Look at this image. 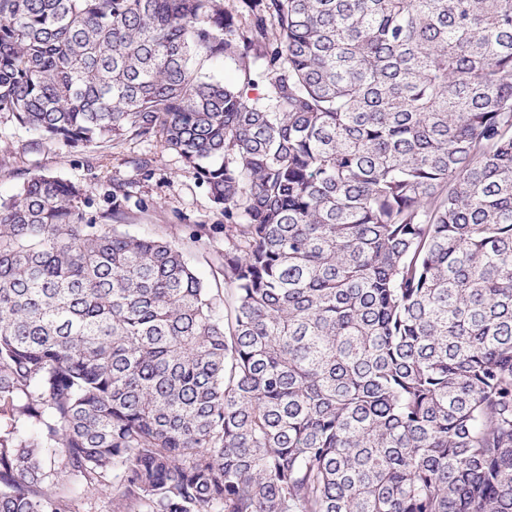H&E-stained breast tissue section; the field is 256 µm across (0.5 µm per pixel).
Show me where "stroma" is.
Wrapping results in <instances>:
<instances>
[{
    "mask_svg": "<svg viewBox=\"0 0 512 512\" xmlns=\"http://www.w3.org/2000/svg\"><path fill=\"white\" fill-rule=\"evenodd\" d=\"M151 156L150 170L138 160ZM50 172L94 189L82 206L85 219L101 222L112 208V185L125 184L130 193L119 231L134 236L163 237L185 254L198 276L215 285L224 252V235L199 237L200 225L220 224L224 214L205 185L187 172L180 157L159 141L125 140L102 147H71L42 141L6 115L0 114V197L17 193L31 175Z\"/></svg>",
    "mask_w": 512,
    "mask_h": 512,
    "instance_id": "35a3bbf8",
    "label": "stroma"
}]
</instances>
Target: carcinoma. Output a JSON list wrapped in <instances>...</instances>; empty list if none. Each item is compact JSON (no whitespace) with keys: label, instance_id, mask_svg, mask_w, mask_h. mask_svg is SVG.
<instances>
[{"label":"carcinoma","instance_id":"carcinoma-1","mask_svg":"<svg viewBox=\"0 0 512 512\" xmlns=\"http://www.w3.org/2000/svg\"><path fill=\"white\" fill-rule=\"evenodd\" d=\"M2 112L176 153L231 303L0 199V512H512V0H0Z\"/></svg>","mask_w":512,"mask_h":512}]
</instances>
